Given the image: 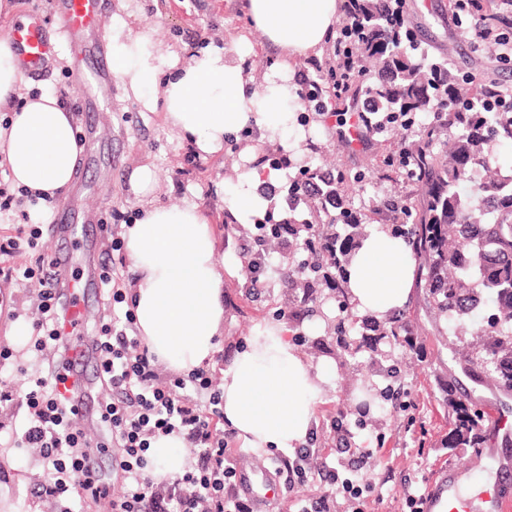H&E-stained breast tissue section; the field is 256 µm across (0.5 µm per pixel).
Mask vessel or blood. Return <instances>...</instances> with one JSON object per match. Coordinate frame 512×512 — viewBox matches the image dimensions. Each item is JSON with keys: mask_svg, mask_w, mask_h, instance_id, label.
I'll use <instances>...</instances> for the list:
<instances>
[{"mask_svg": "<svg viewBox=\"0 0 512 512\" xmlns=\"http://www.w3.org/2000/svg\"><path fill=\"white\" fill-rule=\"evenodd\" d=\"M100 0H59V26L63 35L74 48L78 61V84L88 94L87 105L96 108L100 99L112 92V61L103 52V39L97 30L96 19L100 12ZM10 46L18 52L26 71L35 72L43 67L53 52V43L46 32V24L39 16H32L27 26L11 30L7 35ZM47 230L55 240L65 242L84 234L71 203L59 202ZM67 256L58 252L50 267L53 276L64 278L60 295L69 304L63 338L70 347L72 367L66 381L57 383L65 408L87 415L95 408L93 386L101 373L99 352L91 341L79 334L83 323V306L76 298V291L84 295H100L101 283L90 278L78 284L64 277ZM237 491L257 503L266 506L280 493V483L272 473L256 475L246 464H238ZM425 512H512V501L505 499L499 481H481L476 470L454 468L439 473L430 482L425 495Z\"/></svg>", "mask_w": 512, "mask_h": 512, "instance_id": "b4317fda", "label": "vessel or blood"}]
</instances>
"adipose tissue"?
<instances>
[{
    "instance_id": "obj_1",
    "label": "adipose tissue",
    "mask_w": 512,
    "mask_h": 512,
    "mask_svg": "<svg viewBox=\"0 0 512 512\" xmlns=\"http://www.w3.org/2000/svg\"><path fill=\"white\" fill-rule=\"evenodd\" d=\"M244 8L279 64L255 77L243 65L244 47L207 48L180 58L157 40L151 25H129L113 15L107 33L113 71L146 110L162 106L167 126L201 157L221 152L225 139L248 127L262 140L287 144L295 113L304 111L296 68L320 57L339 18V0H245ZM0 159L13 182L31 194L55 199L72 184L83 150L72 112L50 92L32 93L18 55L0 40ZM275 172L249 168L231 187L227 209L239 220L257 211L258 185ZM158 175L133 170L130 189L144 199L140 218L122 238L135 278L129 288L142 343L169 372L186 376L208 364L224 330V268L217 260L209 222L189 201L150 203ZM348 292L357 310L384 317L402 308L415 279L408 246L387 231L370 232L347 267ZM329 365L312 367L277 324L254 329L247 347L225 368L220 387L224 420L250 448H294L314 423ZM154 478L182 474L189 454L177 434L155 437Z\"/></svg>"
}]
</instances>
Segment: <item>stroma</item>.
Returning a JSON list of instances; mask_svg holds the SVG:
<instances>
[{"mask_svg": "<svg viewBox=\"0 0 512 512\" xmlns=\"http://www.w3.org/2000/svg\"><path fill=\"white\" fill-rule=\"evenodd\" d=\"M119 0H104L98 16L99 31H106L115 12H123L134 25H152L157 38L172 46L181 56L209 46H224L247 39L251 50L244 66L254 75H262L279 60L277 50L254 29L243 0H129L119 10ZM406 24L417 33L412 55H423L428 62H445L464 73H487L501 84L512 83V73L498 71L488 47H474L460 41L457 27L448 14V0H406ZM56 53L43 67L41 75L28 77L31 90H48L73 115H80L81 92L73 82L74 62L60 60L70 50L67 41L57 40ZM93 166L79 165L73 181L83 193V213L101 217L113 235L123 225L133 223L141 212L131 193L129 177L140 165H152L159 184L152 196L154 203L175 205L189 200L207 218L216 237L217 255L224 263V334L210 367L222 374L233 356L242 350L257 325L278 321L280 299L287 283L277 270L283 254L271 250L272 273L265 288L252 291L246 284L248 258L240 247L243 233L253 232L265 211L242 220L240 231H228L224 225L228 211L225 197L239 170L254 166L267 150L285 153L286 168L280 169L275 182L280 194H287L290 182L307 169L325 168L358 177L356 191L348 193L347 203L360 213L369 229L390 230L392 214L388 205L394 200L418 203L420 185L406 174H386L381 161L398 153L401 144L419 143L429 115H421L408 129L388 130L375 135L365 150L347 146L338 133L339 117L315 111L299 113L302 131L292 149L269 145L256 129L248 128L229 139L221 153L200 159L198 166L186 158L192 145L169 129L162 109L145 110L129 98L121 81H113L112 98L94 116ZM0 184L7 186L12 199L0 209V235L13 234L19 224H46L49 212H39L19 195L11 184L7 166H0ZM55 241L48 240L42 250L20 247L12 256L0 258V347L13 350L8 365L13 390L12 401L0 404V512H112L109 500L65 494L49 501L38 494L48 470L39 454L15 447L17 433L27 426L30 412L24 396V372L46 373L48 360H33L27 347L15 346L10 335L14 322L31 317L29 306L37 292L18 284L16 267L51 260ZM410 324L416 347H385L379 363H371L367 353L350 356L337 349L326 335L328 323L340 310L333 298L322 297L317 312L282 322L288 340L305 353L312 364L333 362L336 374L323 387L310 437L315 447L335 454L336 440L328 423L337 410L346 413L345 422L360 446L373 448L374 457L367 469L376 484L375 498L368 501L367 512H404L399 496L404 482L416 481L428 486L433 476L445 468L475 466L482 474L492 471L494 462L483 448L453 447L454 415L452 401L461 399L485 411L497 406L496 383L489 379L473 381L463 363L477 343L469 332H453L446 318L436 317L431 309L423 278H416L408 302L401 309Z\"/></svg>", "mask_w": 512, "mask_h": 512, "instance_id": "1", "label": "stroma"}]
</instances>
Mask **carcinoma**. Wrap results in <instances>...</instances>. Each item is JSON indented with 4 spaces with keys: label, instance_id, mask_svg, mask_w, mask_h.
<instances>
[{
    "label": "carcinoma",
    "instance_id": "1",
    "mask_svg": "<svg viewBox=\"0 0 512 512\" xmlns=\"http://www.w3.org/2000/svg\"><path fill=\"white\" fill-rule=\"evenodd\" d=\"M360 12L342 46L364 57L372 120L380 114L406 112L433 116L425 138L405 150L409 176L423 195L416 204H390L400 218L393 232L413 251L424 277L429 298L438 316H446L464 327V320L481 317L480 305L488 301L494 313L481 328L480 349L468 358L465 370L476 377L484 374L500 389L512 392V184L493 175V147L512 143V111L487 112L485 106L495 90L503 86L484 82L478 76H459L443 64H425L407 51L415 34L404 25L402 0H360ZM448 134V150L441 154L436 141ZM350 177L322 185L323 196L342 206L345 233L330 236L331 218L320 205L309 203L292 182L285 201L282 222L302 228L300 237L310 236V268L288 259V276L298 287L320 280V273L336 266V279L328 290L344 302L347 298L344 262L351 240L362 235L361 224L351 221L350 208L340 194ZM359 325L395 346L410 347L413 333L399 316L387 322L366 318L340 320L333 326L336 342L347 343L346 326ZM465 408L455 420L454 444L483 447L488 413Z\"/></svg>",
    "mask_w": 512,
    "mask_h": 512
}]
</instances>
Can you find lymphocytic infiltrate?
Here are the masks:
<instances>
[{"label": "lymphocytic infiltrate", "instance_id": "lymphocytic-infiltrate-1", "mask_svg": "<svg viewBox=\"0 0 512 512\" xmlns=\"http://www.w3.org/2000/svg\"><path fill=\"white\" fill-rule=\"evenodd\" d=\"M18 281L38 291L41 317L35 324L34 351H62L58 324L64 306L45 264L25 268ZM133 321L132 311H125L102 324L96 336L103 374L112 387L111 398L101 405L99 423L121 450L120 490L90 478L86 434L74 412L61 406L55 378L27 376L25 398L33 416L17 445L38 449L48 465L41 496L56 498L72 487L110 499L112 512H257L253 502L235 490L236 466L229 458L235 432L216 425L224 417V399L212 372L202 368L185 378L161 379L155 355L139 337L127 333ZM344 418L340 411L330 421L338 459L327 460L317 448H302L294 458L280 460L275 473L282 477L285 492L312 489L298 498L295 512H334L341 499L357 500L354 512H363L362 502L374 491L366 477L373 453L352 445ZM173 433L192 448L195 464L181 477L154 482L146 453L154 437ZM70 476L76 479L71 486L66 483Z\"/></svg>", "mask_w": 512, "mask_h": 512}]
</instances>
